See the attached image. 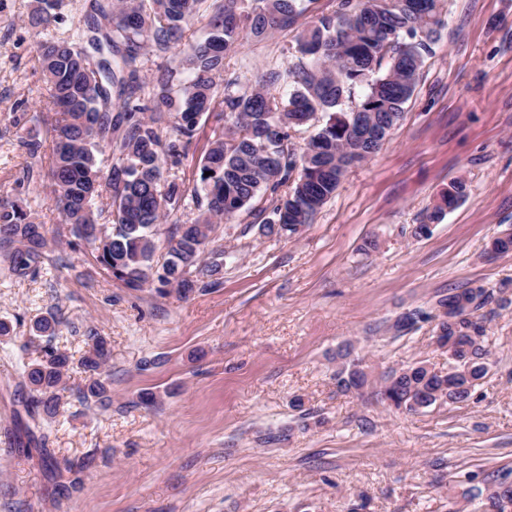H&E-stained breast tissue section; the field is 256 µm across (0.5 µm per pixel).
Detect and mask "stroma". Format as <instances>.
<instances>
[{"mask_svg":"<svg viewBox=\"0 0 512 512\" xmlns=\"http://www.w3.org/2000/svg\"><path fill=\"white\" fill-rule=\"evenodd\" d=\"M339 0H299L294 25L242 39L220 83L251 90L303 62L297 37ZM0 0V199L35 212L53 241L42 273L0 269V512H482L473 487L512 484V304L486 321L492 368L463 404L406 412L372 392L336 388L339 347L376 372L418 361L447 370L430 315L438 299L479 286L512 301V253L489 260L512 229V0H447L445 23L385 144L288 237H265L257 208L215 225L223 283L187 295L124 288L61 236L43 143L53 106L28 15ZM219 127L202 118L177 171L185 187ZM468 193L429 235L414 234L449 183ZM413 310L426 320L398 332ZM61 321L73 357L81 335L106 340L109 408L63 397L46 443L28 436L24 367L31 322ZM151 392L155 401L143 405ZM302 407H295V399ZM82 464L79 490L54 461Z\"/></svg>","mask_w":512,"mask_h":512,"instance_id":"obj_1","label":"stroma"}]
</instances>
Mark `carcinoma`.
Returning a JSON list of instances; mask_svg holds the SVG:
<instances>
[{"instance_id":"carcinoma-1","label":"carcinoma","mask_w":512,"mask_h":512,"mask_svg":"<svg viewBox=\"0 0 512 512\" xmlns=\"http://www.w3.org/2000/svg\"><path fill=\"white\" fill-rule=\"evenodd\" d=\"M202 0H84V24L65 37L50 33L58 20L56 0H38L29 17L49 98L56 107L51 124L52 159L48 172L53 195L73 246L82 247L109 277L137 290L150 282L174 286L182 293L198 285L222 284L224 263L202 258L213 224L267 203L274 218L260 225L264 236H286L308 224L336 194L343 177L373 153L371 145L350 140L354 114L367 122L394 128L413 95L424 58L443 25L445 0H340L334 17H321L299 39L306 65L271 71L258 88L235 92L219 87L225 59L247 33L264 38L287 27L297 13V0H222L207 19L208 36L191 48L179 68L158 67L145 91L140 72L143 50L151 45L161 55L178 46ZM291 84L284 100L270 87ZM367 87L358 106L341 108L345 95ZM117 108L119 112L112 113ZM224 115L229 123L215 133L201 161L200 183L192 189L164 179V166L182 163L195 137V116ZM324 114L325 122L298 152L288 148L294 119ZM20 147L32 159L43 143L31 132ZM115 155L106 178L111 203L97 205L101 182L98 156ZM211 175H206V172ZM456 179L427 213L433 223L451 200L465 195ZM200 211L194 222L173 224L163 245L166 259L154 264L160 221L189 206ZM50 245L45 224L23 206L0 201V261L9 276L24 280L42 268ZM509 300L488 288H469L438 300L448 320L436 325L437 345L448 348V370L424 361L392 370L379 394L397 409L416 412L437 403L469 401L488 376L486 315L478 311ZM428 317L411 311L394 323L397 331ZM58 318L50 313L30 326L28 343L44 341L40 355L24 369L30 417L54 418L61 393L68 390L71 357L54 345ZM80 365L83 403L109 406L108 381L100 369L105 340L94 328L83 333ZM336 387L358 391L370 383L363 361L349 347L336 351ZM490 512L512 504V486L488 492Z\"/></svg>"}]
</instances>
